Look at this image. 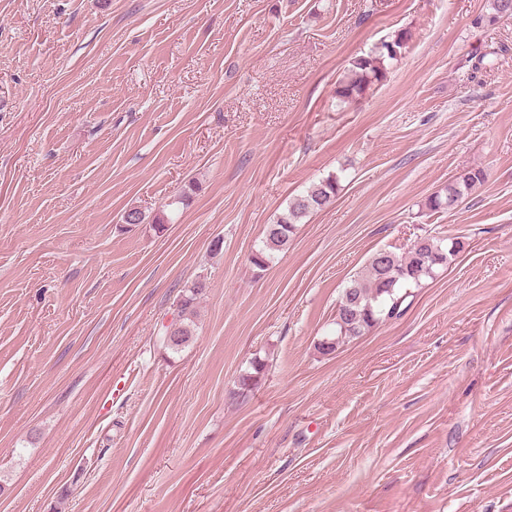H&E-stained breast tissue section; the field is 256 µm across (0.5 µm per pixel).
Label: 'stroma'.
<instances>
[{"label":"stroma","instance_id":"stroma-1","mask_svg":"<svg viewBox=\"0 0 512 512\" xmlns=\"http://www.w3.org/2000/svg\"><path fill=\"white\" fill-rule=\"evenodd\" d=\"M491 7L0 0V512H512V19ZM426 235L462 248L322 353L370 255ZM399 48L393 46V50L398 54ZM397 54L387 51L377 50L373 55L360 57L351 64V76L347 81L341 82L336 88V96L339 100L345 101L363 96L371 86L380 82L384 77V61L386 59H395ZM485 173L479 168L464 169L448 186L442 191L430 196L427 200V207L431 211L448 210V201L456 203L459 199L469 194L477 185L484 182ZM338 183L337 176H328L312 184L305 193L294 198L287 212L275 224H269L266 227L262 246L251 257L252 264L263 269L271 256L288 244L296 224H301L311 212L321 210L333 202ZM205 288V284L202 281H198L193 283L190 287L182 291V295L178 302V308H179V325L181 327V339L180 341L175 345H169L165 342L163 339L162 342L166 343L168 346L167 348L178 352L181 350L182 347H185L190 340L193 338L194 333V327L193 322L186 316L193 315L194 309L196 306V301L201 295L202 291ZM163 343V344H164Z\"/></svg>","mask_w":512,"mask_h":512}]
</instances>
